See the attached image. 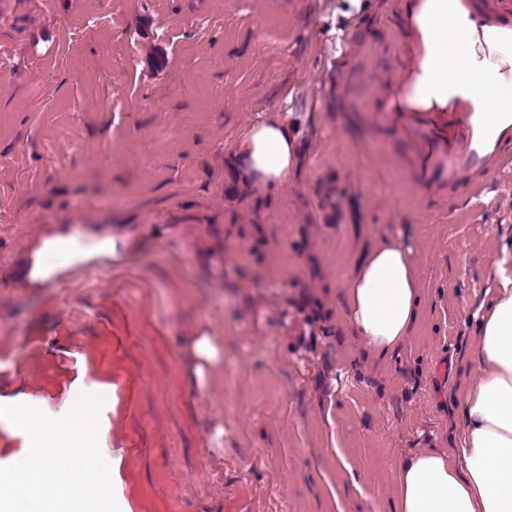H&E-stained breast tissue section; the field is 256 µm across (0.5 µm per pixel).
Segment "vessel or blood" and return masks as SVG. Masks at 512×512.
I'll return each mask as SVG.
<instances>
[{
  "mask_svg": "<svg viewBox=\"0 0 512 512\" xmlns=\"http://www.w3.org/2000/svg\"><path fill=\"white\" fill-rule=\"evenodd\" d=\"M456 23L448 45V93L436 99L417 82L418 61L436 46L426 35L430 0H401L400 24L410 34L413 65L398 70L384 101L388 117L406 129L417 149L413 177L430 186L469 182L481 194L485 180L512 169V96H501V50L512 49V8L504 0H447ZM499 95L494 111H478Z\"/></svg>",
  "mask_w": 512,
  "mask_h": 512,
  "instance_id": "obj_1",
  "label": "vessel or blood"
}]
</instances>
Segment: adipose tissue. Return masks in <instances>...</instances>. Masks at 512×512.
<instances>
[{
  "label": "adipose tissue",
  "mask_w": 512,
  "mask_h": 512,
  "mask_svg": "<svg viewBox=\"0 0 512 512\" xmlns=\"http://www.w3.org/2000/svg\"><path fill=\"white\" fill-rule=\"evenodd\" d=\"M455 30L447 8L431 16L429 35L440 49L422 59L419 80L439 92L447 89L446 45ZM301 154L296 120L269 112L236 142L233 168L247 187L272 191L287 183ZM123 250V238L105 228L57 224L16 263L13 277L28 288L57 287L89 264L118 259ZM497 271L501 287L477 314L471 353L477 377L464 397L460 459L434 448L411 453L396 476L395 512H512V257L503 256ZM341 298L349 326L373 355L398 351L420 305L411 249L393 239L368 249Z\"/></svg>",
  "instance_id": "adipose-tissue-1"
}]
</instances>
